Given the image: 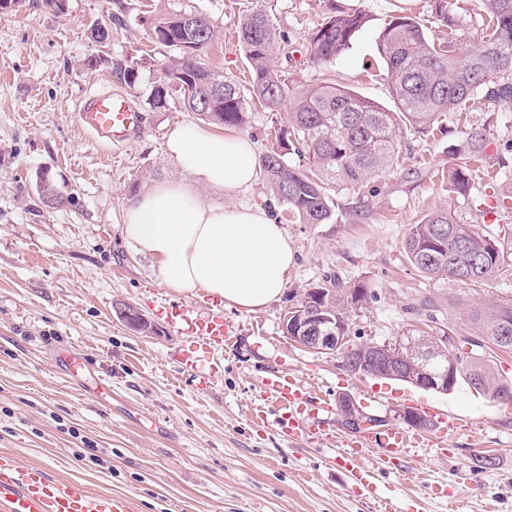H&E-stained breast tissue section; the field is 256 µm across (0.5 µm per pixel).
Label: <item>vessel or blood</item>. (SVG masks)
Here are the masks:
<instances>
[{"label":"vessel or blood","mask_w":512,"mask_h":512,"mask_svg":"<svg viewBox=\"0 0 512 512\" xmlns=\"http://www.w3.org/2000/svg\"><path fill=\"white\" fill-rule=\"evenodd\" d=\"M75 117L97 141L107 145L129 142L144 122L143 113L133 103L109 93L85 96L76 107ZM196 334L209 345H221L229 339L224 317L218 312L199 324ZM182 371L199 387L214 383L221 376L217 365L193 356L183 359ZM260 382L278 404L289 405L287 416L280 422L281 431L289 439H299L304 427L294 408L299 398L296 381L268 374L261 376ZM413 441V435L400 427L372 431L361 435L357 444L341 449L336 460L374 494L378 486L363 465L368 448L378 446L392 456L412 447ZM0 512H134V502L126 495L93 493L76 482L50 479L42 466L0 455Z\"/></svg>","instance_id":"1"}]
</instances>
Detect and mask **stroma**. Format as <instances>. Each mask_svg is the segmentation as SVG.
I'll return each mask as SVG.
<instances>
[{"label":"stroma","instance_id":"stroma-1","mask_svg":"<svg viewBox=\"0 0 512 512\" xmlns=\"http://www.w3.org/2000/svg\"><path fill=\"white\" fill-rule=\"evenodd\" d=\"M177 5L223 26L208 61L229 80L249 82L233 23L259 5L288 39V55L274 64L292 87L326 76L389 109L379 35L393 15L432 22L431 0H66L61 14L43 0H22L0 12V453L95 493L131 496L140 512H448L452 500L460 512H512V404L465 386L445 395L350 374L335 355L292 343L282 327L288 308L334 280L368 290L349 310L350 336L360 343L418 329L438 336L451 327L460 335L466 307L512 301V265L490 285L430 279L403 249L411 224L440 207L461 223L512 235V213L493 207L512 196V107L480 96L440 124L408 130L387 168L362 184L335 186V223L302 224L277 208L295 256L288 284L261 311L224 307L234 339L214 350L222 376L201 391L180 370L193 338L163 314L187 295L167 288L156 261L122 235L126 205L147 185L180 177L167 140L197 122L180 106L154 111L146 103L169 55L149 42V29ZM334 7L365 13L369 22L333 64L311 67L309 37ZM107 21L112 38L104 51L137 69L134 85L109 82L86 64L97 51L90 28ZM100 90L127 96L143 112L129 143L103 145L77 125L75 104ZM474 130L495 150L460 196L448 190V170L454 149ZM44 180L66 197L64 207L43 203ZM124 302L157 334L130 330L116 313ZM66 346L85 355L91 378L77 380L56 363V350ZM262 372L297 381L304 424L314 430L309 439L288 443L275 411L265 424L248 422L249 408L264 397ZM344 393L389 427L403 406L434 419L435 431L445 428L444 412L458 415L461 426L447 451L424 443L387 471L376 463L383 449L367 454L364 465L386 496L381 502L334 460L337 440L354 434L323 405ZM483 453L493 466L474 464L473 455Z\"/></svg>","mask_w":512,"mask_h":512}]
</instances>
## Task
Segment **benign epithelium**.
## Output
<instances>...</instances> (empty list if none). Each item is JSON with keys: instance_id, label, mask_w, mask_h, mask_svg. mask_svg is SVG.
<instances>
[{"instance_id": "benign-epithelium-1", "label": "benign epithelium", "mask_w": 512, "mask_h": 512, "mask_svg": "<svg viewBox=\"0 0 512 512\" xmlns=\"http://www.w3.org/2000/svg\"><path fill=\"white\" fill-rule=\"evenodd\" d=\"M297 313H288L283 317V327L288 338L307 350L331 354L338 352L350 337L343 335L341 323L336 318L316 308L303 312V307L295 306ZM117 314L122 317L132 329L143 331L144 318L130 304L117 308ZM442 340L440 336H428L425 343L419 347L415 356L405 353L402 341L394 343H365L362 346V368L365 373L375 377H399L409 373L416 385L425 390L448 393V369L436 366L435 359L446 355L447 351L435 350L436 344Z\"/></svg>"}]
</instances>
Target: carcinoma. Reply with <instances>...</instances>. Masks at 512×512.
Wrapping results in <instances>:
<instances>
[{"label": "carcinoma", "mask_w": 512, "mask_h": 512, "mask_svg": "<svg viewBox=\"0 0 512 512\" xmlns=\"http://www.w3.org/2000/svg\"><path fill=\"white\" fill-rule=\"evenodd\" d=\"M479 43L463 52L450 42H436L426 27L406 15L393 16L380 37L378 51L391 81L395 109H387L332 82L295 91L272 66L288 49L265 10L257 8L234 22L251 73L248 92L207 63L211 46L223 31L208 21L195 29L186 17L199 10L173 9L158 18L150 42L169 49L165 78L153 86L148 105L165 110L173 100L205 123L241 128L251 108L286 110L288 129L278 146L259 160V174L272 196L301 224L336 223L330 188L360 184L385 169L405 132L426 128L448 112H461L479 94L512 105V0H486ZM434 23L454 35L465 28L452 0H432ZM369 22L361 12L330 11L310 35L307 61L322 67L336 61ZM87 65L105 70L119 84L131 85L137 70L121 58L96 55ZM487 137L469 133L456 163L448 170V191H470V162L485 153ZM297 157L293 162L289 156ZM404 251L410 264L431 278L490 284L512 264V244L462 224L437 209L411 225ZM320 305L349 322L347 290L325 289ZM469 336L452 347L448 387L467 385L493 402L512 403V378L494 371L484 352L512 353V302L502 301L467 312Z\"/></svg>", "instance_id": "cac0c4a2"}]
</instances>
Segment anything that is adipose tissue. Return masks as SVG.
<instances>
[{"label":"adipose tissue","instance_id":"1","mask_svg":"<svg viewBox=\"0 0 512 512\" xmlns=\"http://www.w3.org/2000/svg\"><path fill=\"white\" fill-rule=\"evenodd\" d=\"M167 148L182 176L152 184L127 204L125 238L157 261L168 288L203 289L246 312L265 308L281 295L294 259L283 226L264 208L218 207L197 192L251 186L253 143L186 126L170 135Z\"/></svg>","mask_w":512,"mask_h":512}]
</instances>
